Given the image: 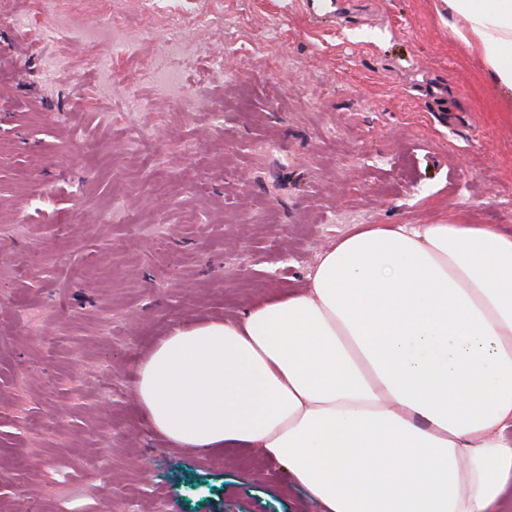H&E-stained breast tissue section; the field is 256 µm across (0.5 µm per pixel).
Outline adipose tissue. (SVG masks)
I'll list each match as a JSON object with an SVG mask.
<instances>
[{"label":"adipose tissue","mask_w":512,"mask_h":512,"mask_svg":"<svg viewBox=\"0 0 512 512\" xmlns=\"http://www.w3.org/2000/svg\"><path fill=\"white\" fill-rule=\"evenodd\" d=\"M512 101V0H437ZM305 289L176 324L135 402L173 447L248 448L317 512H512V229L357 224Z\"/></svg>","instance_id":"1"}]
</instances>
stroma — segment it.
I'll use <instances>...</instances> for the list:
<instances>
[{
    "label": "stroma",
    "instance_id": "stroma-1",
    "mask_svg": "<svg viewBox=\"0 0 512 512\" xmlns=\"http://www.w3.org/2000/svg\"><path fill=\"white\" fill-rule=\"evenodd\" d=\"M336 5L0 0V512H310L153 434L137 360L353 225L512 227V103L433 0Z\"/></svg>",
    "mask_w": 512,
    "mask_h": 512
}]
</instances>
